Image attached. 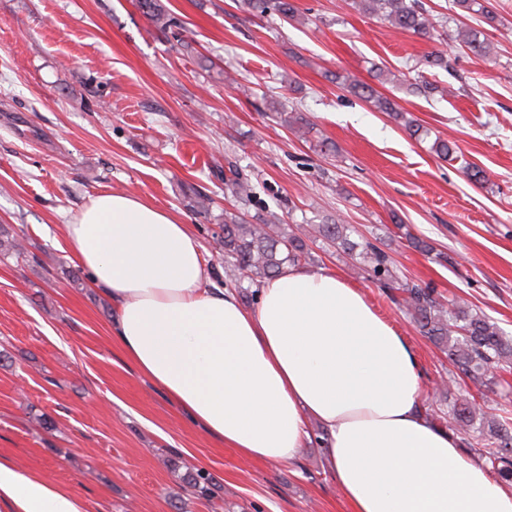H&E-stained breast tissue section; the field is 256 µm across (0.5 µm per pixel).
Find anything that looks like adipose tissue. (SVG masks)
<instances>
[{
  "label": "adipose tissue",
  "instance_id": "1",
  "mask_svg": "<svg viewBox=\"0 0 512 512\" xmlns=\"http://www.w3.org/2000/svg\"><path fill=\"white\" fill-rule=\"evenodd\" d=\"M65 241L111 301L112 335L129 361L242 458L290 462L314 420L352 512H512V489L425 420L406 338L335 271L286 269L244 306L209 288L189 225L126 192L91 198ZM0 507L87 510L6 456Z\"/></svg>",
  "mask_w": 512,
  "mask_h": 512
}]
</instances>
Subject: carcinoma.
I'll return each mask as SVG.
<instances>
[{
  "label": "carcinoma",
  "mask_w": 512,
  "mask_h": 512,
  "mask_svg": "<svg viewBox=\"0 0 512 512\" xmlns=\"http://www.w3.org/2000/svg\"><path fill=\"white\" fill-rule=\"evenodd\" d=\"M458 15L478 14L492 28L504 25L503 18L490 0H452ZM248 8L260 14L272 13L283 20L298 19V8L293 0H245ZM140 10L162 32L181 27L160 0H138ZM356 11L377 17L390 26L431 39L438 33L439 21L422 6L421 0H351ZM460 47L472 54L487 58L494 44L483 30L468 25L457 27L454 36ZM423 71L411 84L413 91L430 95L439 86L424 75V71L449 70L448 57L441 51L424 56ZM336 81L348 93L369 102L377 111L387 113L410 135L420 138L428 132L416 123L391 98L379 94L371 85L350 75L338 74ZM268 108L289 129L300 133L309 127L302 112L287 111L284 104L268 102ZM431 151L443 159H454L457 145L446 138L436 137ZM254 187L242 170L228 163L224 170V192L241 203L250 201ZM219 237V250L236 280L264 281L278 276L288 267H297L311 260L310 245L319 243L324 250L344 254L360 264V270L385 288H396L405 294L406 314L419 333L448 355V361L461 373L481 381L484 386L494 383L490 370L512 364V336H506L486 315L476 311L468 302L457 299L443 302L435 290L409 284L399 276L388 252L367 238L351 239L356 229L339 219L320 224H289L276 213L247 218L233 212L224 214ZM0 256L25 260L27 249L17 235L0 226ZM429 421L439 420L448 429L470 436L481 458L503 482L512 483V420L484 410L473 396L462 394L448 405V411L425 409ZM182 481L193 489L199 499L212 497V476L203 469L189 470Z\"/></svg>",
  "instance_id": "carcinoma-1"
}]
</instances>
